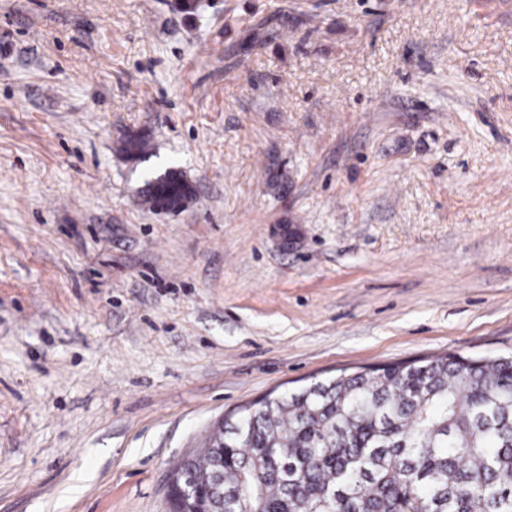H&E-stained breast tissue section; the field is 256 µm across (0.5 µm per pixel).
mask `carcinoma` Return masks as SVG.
I'll use <instances>...</instances> for the list:
<instances>
[{
    "instance_id": "obj_1",
    "label": "carcinoma",
    "mask_w": 512,
    "mask_h": 512,
    "mask_svg": "<svg viewBox=\"0 0 512 512\" xmlns=\"http://www.w3.org/2000/svg\"><path fill=\"white\" fill-rule=\"evenodd\" d=\"M168 197L154 182L151 208ZM222 475L224 512H512V355L341 373L244 407L177 470Z\"/></svg>"
}]
</instances>
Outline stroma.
<instances>
[{
  "mask_svg": "<svg viewBox=\"0 0 512 512\" xmlns=\"http://www.w3.org/2000/svg\"><path fill=\"white\" fill-rule=\"evenodd\" d=\"M195 4L0 0V512H169L268 394L512 351V0ZM172 172V171H171ZM174 177L170 184V193L167 198H163L156 190L155 182L146 183V189L143 191L142 197L145 203H148L152 209L156 208L162 200H167L172 206L179 203L180 198H184L182 188L187 184L176 174L172 172ZM182 182V183H181Z\"/></svg>",
  "mask_w": 512,
  "mask_h": 512,
  "instance_id": "stroma-1",
  "label": "stroma"
}]
</instances>
